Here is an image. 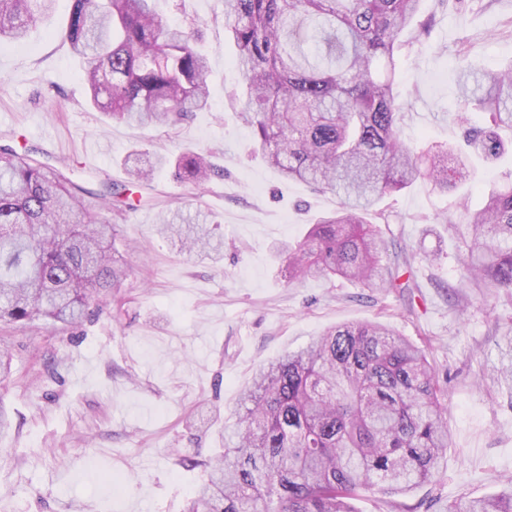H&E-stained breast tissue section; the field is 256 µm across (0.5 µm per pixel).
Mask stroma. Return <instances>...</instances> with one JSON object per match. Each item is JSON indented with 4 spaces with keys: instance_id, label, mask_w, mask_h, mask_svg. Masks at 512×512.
<instances>
[{
    "instance_id": "35a3bbf8",
    "label": "stroma",
    "mask_w": 512,
    "mask_h": 512,
    "mask_svg": "<svg viewBox=\"0 0 512 512\" xmlns=\"http://www.w3.org/2000/svg\"><path fill=\"white\" fill-rule=\"evenodd\" d=\"M71 9L53 13L26 39L0 44V145L33 149L37 159L70 166L89 189L121 182L131 151L209 154L216 174L203 186L156 173L162 210L114 213L86 197L107 223L128 276L120 290L132 316L117 322L109 304L91 306L75 327L0 324V352L13 359L0 406L12 420L0 435V512H183L238 412L240 392L260 364L306 347L327 328L389 324L424 346L448 392V450L431 482L387 499L361 493L356 512L388 504L415 512L491 494L512 479V385L499 374L512 341V297L458 285L463 247L440 216L463 224L498 185L512 180V129H497L503 150L475 158L469 180L443 191L420 180L385 197L386 239L413 254L412 294L334 278L288 284L279 242L303 236L335 195L284 179L258 154L253 134L230 105L242 77L224 30L223 0H160L175 26H195L208 58L206 107L169 130L127 126L87 103L84 64L55 37ZM428 30L411 28L400 50L399 126L415 151L431 142L458 146L456 70L512 62V0H423ZM101 145L87 159L91 145ZM179 224H206L219 252L189 254L155 230L157 213ZM121 479L106 500L82 485L90 458Z\"/></svg>"
}]
</instances>
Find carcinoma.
<instances>
[{"instance_id":"carcinoma-1","label":"carcinoma","mask_w":512,"mask_h":512,"mask_svg":"<svg viewBox=\"0 0 512 512\" xmlns=\"http://www.w3.org/2000/svg\"><path fill=\"white\" fill-rule=\"evenodd\" d=\"M58 36L85 63L89 101L135 127L180 125L209 96L207 58L193 32L167 24L154 0H71ZM422 0H224L225 31L246 90L240 115L266 162L288 180L339 197L279 255L288 282L339 276L364 288L404 290L412 263L384 260L376 220L382 199L418 180L442 189L466 180L469 154L499 155L495 133L471 125L487 112L512 127V63L456 72L467 152L425 155L400 137L396 86L401 38ZM54 0H0V43L25 38ZM132 182L157 169L202 185L208 156L143 152L123 162ZM86 190L30 152L0 147V323L78 324L91 303L114 297L126 271L113 224L84 204ZM187 253L218 251L205 224L160 220ZM448 231L464 247L459 287L512 293V184L489 194ZM236 430L183 512H355L363 490L407 493L430 481L448 449L447 394L424 348L389 326L329 328L307 348L261 366L242 391ZM448 512H512V480L500 492Z\"/></svg>"}]
</instances>
